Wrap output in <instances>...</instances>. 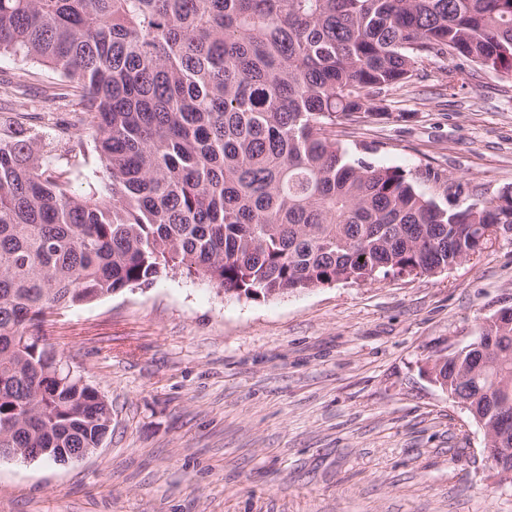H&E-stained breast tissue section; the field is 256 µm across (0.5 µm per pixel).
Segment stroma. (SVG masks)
Listing matches in <instances>:
<instances>
[{"label":"stroma","mask_w":512,"mask_h":512,"mask_svg":"<svg viewBox=\"0 0 512 512\" xmlns=\"http://www.w3.org/2000/svg\"><path fill=\"white\" fill-rule=\"evenodd\" d=\"M448 59L336 128L425 197L512 188V88ZM512 307V239L431 275L257 300L184 273L56 311L49 343L112 406L83 458H0V512H512L484 432L427 360Z\"/></svg>","instance_id":"35a3bbf8"}]
</instances>
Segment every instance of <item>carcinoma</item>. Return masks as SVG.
Masks as SVG:
<instances>
[{
	"label": "carcinoma",
	"mask_w": 512,
	"mask_h": 512,
	"mask_svg": "<svg viewBox=\"0 0 512 512\" xmlns=\"http://www.w3.org/2000/svg\"><path fill=\"white\" fill-rule=\"evenodd\" d=\"M58 81L43 107L90 130L106 194L0 137V457L97 448L112 406L44 335L46 314L176 271L250 299L448 269L512 238V192L446 208L336 125L426 59L512 84V0H0V57ZM470 68L448 70V88ZM434 359L491 448L512 444V327Z\"/></svg>",
	"instance_id": "carcinoma-1"
}]
</instances>
